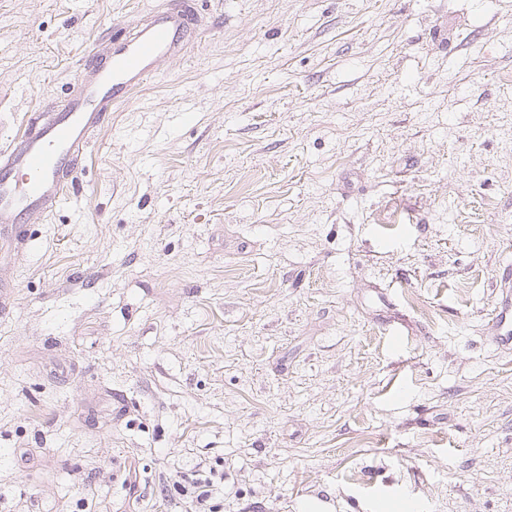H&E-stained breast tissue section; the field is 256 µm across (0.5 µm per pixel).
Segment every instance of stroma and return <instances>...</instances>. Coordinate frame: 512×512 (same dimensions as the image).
<instances>
[{
	"mask_svg": "<svg viewBox=\"0 0 512 512\" xmlns=\"http://www.w3.org/2000/svg\"><path fill=\"white\" fill-rule=\"evenodd\" d=\"M162 0H0V146ZM0 228V512H512V0H200ZM501 298L492 317V329L495 342L503 347L512 348V266L506 265L498 275Z\"/></svg>",
	"mask_w": 512,
	"mask_h": 512,
	"instance_id": "35a3bbf8",
	"label": "stroma"
}]
</instances>
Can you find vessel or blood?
<instances>
[{
  "mask_svg": "<svg viewBox=\"0 0 512 512\" xmlns=\"http://www.w3.org/2000/svg\"><path fill=\"white\" fill-rule=\"evenodd\" d=\"M195 0H168L140 24L113 36L108 52L78 62L77 87L50 119L29 117L22 133L0 148V224L16 225L54 213L73 189L78 158L112 108L153 78L166 59L183 53L198 28ZM497 282L501 298L492 317L498 345L512 348V266Z\"/></svg>",
  "mask_w": 512,
  "mask_h": 512,
  "instance_id": "obj_1",
  "label": "vessel or blood"
}]
</instances>
